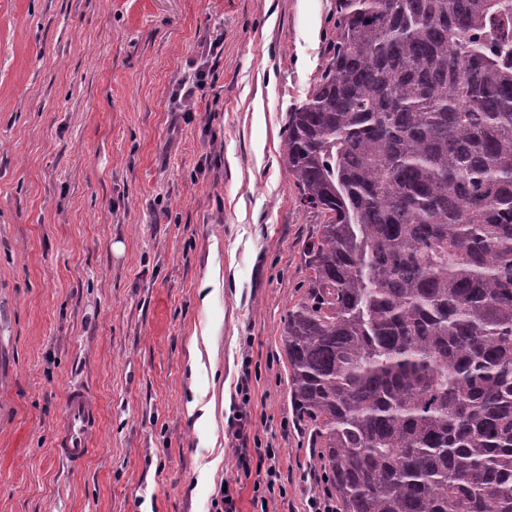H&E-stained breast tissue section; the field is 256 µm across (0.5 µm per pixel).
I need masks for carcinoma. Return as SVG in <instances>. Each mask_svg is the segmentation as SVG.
I'll use <instances>...</instances> for the list:
<instances>
[{
  "label": "carcinoma",
  "mask_w": 512,
  "mask_h": 512,
  "mask_svg": "<svg viewBox=\"0 0 512 512\" xmlns=\"http://www.w3.org/2000/svg\"><path fill=\"white\" fill-rule=\"evenodd\" d=\"M281 336L338 512H512V0H336Z\"/></svg>",
  "instance_id": "cac0c4a2"
}]
</instances>
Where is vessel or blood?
<instances>
[{
  "mask_svg": "<svg viewBox=\"0 0 512 512\" xmlns=\"http://www.w3.org/2000/svg\"><path fill=\"white\" fill-rule=\"evenodd\" d=\"M98 423V406L90 392L80 384L70 386L61 432L55 441L57 457L70 468H79L91 451V439Z\"/></svg>",
  "mask_w": 512,
  "mask_h": 512,
  "instance_id": "vessel-or-blood-1",
  "label": "vessel or blood"
}]
</instances>
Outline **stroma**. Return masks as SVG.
Here are the masks:
<instances>
[{
    "instance_id": "stroma-1",
    "label": "stroma",
    "mask_w": 512,
    "mask_h": 512,
    "mask_svg": "<svg viewBox=\"0 0 512 512\" xmlns=\"http://www.w3.org/2000/svg\"><path fill=\"white\" fill-rule=\"evenodd\" d=\"M335 37L336 0H0V512H219L232 477L256 512L245 368L250 434L281 451L268 512H308L281 336L320 218L282 145ZM74 383L99 408L77 470L53 454ZM250 372L248 369H242V375L237 384L236 394L240 397V403L238 405L237 415L235 422L232 426H235V435L238 440L241 441V448H237V476L242 471L246 478L252 475L254 457L247 448L248 429L250 424V401H251V387H250Z\"/></svg>"
}]
</instances>
